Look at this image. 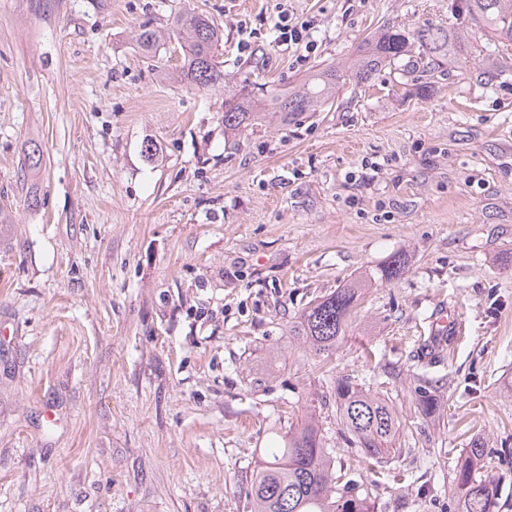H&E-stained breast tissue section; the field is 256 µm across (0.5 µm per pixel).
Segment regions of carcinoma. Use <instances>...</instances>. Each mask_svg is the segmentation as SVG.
<instances>
[{
    "instance_id": "carcinoma-1",
    "label": "carcinoma",
    "mask_w": 512,
    "mask_h": 512,
    "mask_svg": "<svg viewBox=\"0 0 512 512\" xmlns=\"http://www.w3.org/2000/svg\"><path fill=\"white\" fill-rule=\"evenodd\" d=\"M467 18L466 26L437 27L428 24L412 28L387 27L364 42L351 66L329 67L308 76L292 90L274 89L260 109L242 85L224 99V130L242 131L261 124L269 114L288 122L308 112H323L334 105L340 82L353 79L359 84L372 81L385 68L403 67L426 93L432 70L420 67L426 59L434 65L451 58H468L478 51L492 75L506 72L500 57L512 46V0H455ZM177 41L183 50L180 81L197 88L227 86L224 70L215 61L223 35L215 23L192 10L179 13L169 29L139 26L135 41L140 50L151 54L156 47ZM419 56L406 59L412 47ZM40 145L29 142L23 167L35 171L42 166ZM405 259L398 255L379 271V277L357 279L321 297L304 308L289 330L292 339L304 344L317 357L328 359L345 338L347 320L357 306L362 291L373 281L389 283L403 273ZM418 410L425 416L436 413L433 395L420 389ZM336 412L340 425L359 449L361 461L380 463L396 448L402 420L387 399L348 379L336 382ZM485 456V445L470 443L463 459L457 461L451 477L453 512H494L498 483L478 475ZM253 512H374L369 495L358 487L336 485L334 459L324 448L321 429L310 416L283 438V447L271 453L253 474L247 487Z\"/></svg>"
}]
</instances>
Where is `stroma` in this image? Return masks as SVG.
Listing matches in <instances>:
<instances>
[{
  "label": "stroma",
  "mask_w": 512,
  "mask_h": 512,
  "mask_svg": "<svg viewBox=\"0 0 512 512\" xmlns=\"http://www.w3.org/2000/svg\"><path fill=\"white\" fill-rule=\"evenodd\" d=\"M186 9L223 31L225 73L284 91L383 28L464 22L453 0H0V512H251L242 486L311 408L375 512H448L474 438L512 512V73L447 60L423 98L387 70L230 133L223 90L132 37ZM282 16L312 25L303 60L273 41ZM396 252L331 362L290 340ZM442 306L464 331L427 359ZM342 378L406 421L376 473L341 434Z\"/></svg>",
  "instance_id": "stroma-1"
}]
</instances>
